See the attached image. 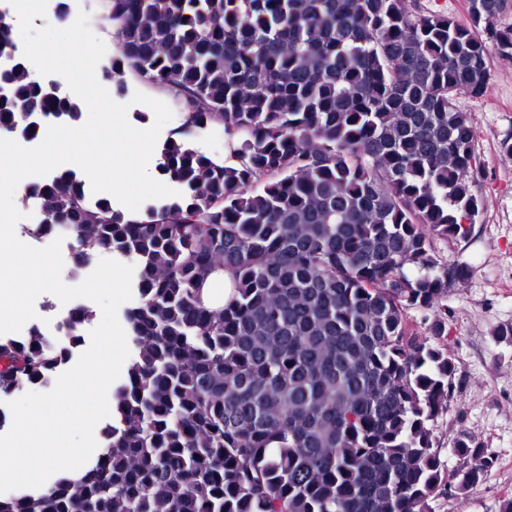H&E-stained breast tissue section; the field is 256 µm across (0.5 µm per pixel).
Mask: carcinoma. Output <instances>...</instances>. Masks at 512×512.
I'll return each instance as SVG.
<instances>
[{"label":"carcinoma","instance_id":"carcinoma-1","mask_svg":"<svg viewBox=\"0 0 512 512\" xmlns=\"http://www.w3.org/2000/svg\"><path fill=\"white\" fill-rule=\"evenodd\" d=\"M121 53L98 72L169 89L187 112L155 168L178 195L149 221L96 198L73 171L26 188L76 243L136 266L123 313L133 357L112 392L101 447L77 478L0 497V512H434L497 458L460 436L448 472L435 436L454 395L440 344L448 282L434 241L465 237L476 135L462 96L482 97L491 41L512 57V0H468L469 20L415 0H106ZM13 20L0 14V56ZM0 131L35 115L80 121L61 84L17 62L0 73ZM224 126L237 163L193 142ZM232 273L227 302L205 280ZM425 313L431 338L411 312ZM86 306L56 346L0 338V393L48 377L81 345Z\"/></svg>","mask_w":512,"mask_h":512}]
</instances>
